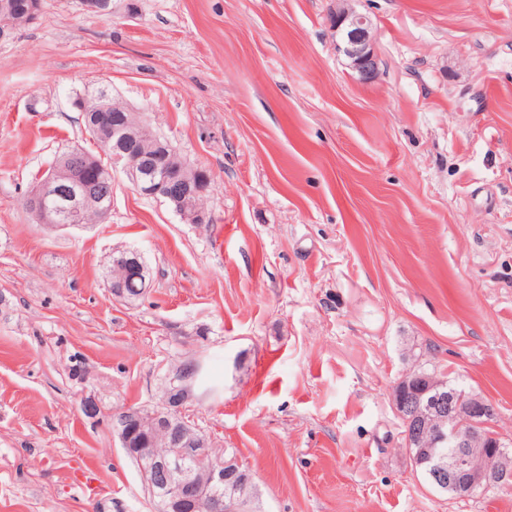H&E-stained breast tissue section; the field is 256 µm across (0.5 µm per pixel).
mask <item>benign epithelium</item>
I'll list each match as a JSON object with an SVG mask.
<instances>
[{
    "instance_id": "benign-epithelium-1",
    "label": "benign epithelium",
    "mask_w": 512,
    "mask_h": 512,
    "mask_svg": "<svg viewBox=\"0 0 512 512\" xmlns=\"http://www.w3.org/2000/svg\"><path fill=\"white\" fill-rule=\"evenodd\" d=\"M359 0H336L333 27L340 37L338 49L363 82L377 77L379 58L371 20L357 10ZM112 131L101 129L94 113L83 111L86 126L108 163L82 149L54 161L37 178L26 199L36 220L49 229L79 223L87 210L112 209V172L125 171L143 196L170 201L183 220L207 224L200 205L208 182L206 171L187 165L170 143L153 138V149H135L140 131L148 125L143 114L126 105H112ZM93 167L100 177L84 178ZM190 374L170 369L166 374L163 407L143 413L125 409L112 415V432L122 448L137 461L144 483L157 498L158 512H245L251 476L241 463L224 458L212 439L187 414L192 399ZM392 402L403 419L407 446L424 452L435 484L453 497H467L494 488H512V446L494 430L497 405L479 394L459 392L447 380L435 379L410 368L393 390ZM169 438V452L158 453L155 439ZM430 434L434 443L448 444V461L421 443ZM230 483L234 494L226 497L214 488Z\"/></svg>"
}]
</instances>
